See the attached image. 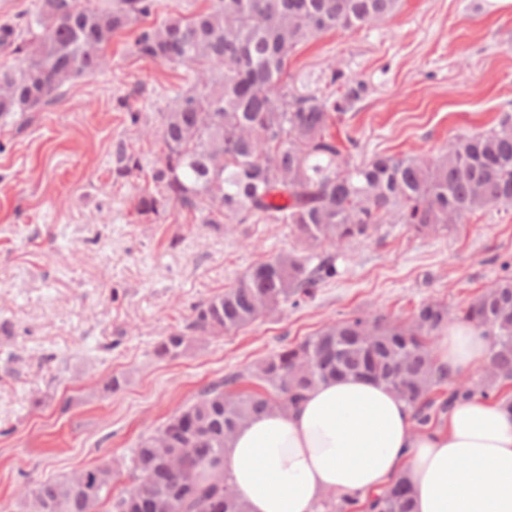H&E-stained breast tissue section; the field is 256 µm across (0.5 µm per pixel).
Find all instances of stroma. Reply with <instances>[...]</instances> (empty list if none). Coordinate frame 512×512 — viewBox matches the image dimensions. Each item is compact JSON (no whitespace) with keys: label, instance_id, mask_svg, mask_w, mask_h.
I'll return each instance as SVG.
<instances>
[{"label":"stroma","instance_id":"1","mask_svg":"<svg viewBox=\"0 0 512 512\" xmlns=\"http://www.w3.org/2000/svg\"><path fill=\"white\" fill-rule=\"evenodd\" d=\"M138 31L115 35L108 67L66 82L42 110L0 118V512H24L25 484L120 463L202 387L330 322L359 312L405 320L424 301L455 308L512 262V207L437 237L387 224L321 246L338 274L299 305L156 357L195 305L301 245L290 225L259 216L213 226L176 207L150 223L136 214L144 182L115 180L112 147L125 140L152 166L153 133L188 77L138 57ZM338 62L367 86L347 115L358 147L346 165L438 157L455 133L512 113V0H401L378 26L299 47L287 80L317 91ZM115 376L121 386L108 390Z\"/></svg>","mask_w":512,"mask_h":512}]
</instances>
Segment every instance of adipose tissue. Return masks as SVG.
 Masks as SVG:
<instances>
[{
	"instance_id": "ef3b65f1",
	"label": "adipose tissue",
	"mask_w": 512,
	"mask_h": 512,
	"mask_svg": "<svg viewBox=\"0 0 512 512\" xmlns=\"http://www.w3.org/2000/svg\"><path fill=\"white\" fill-rule=\"evenodd\" d=\"M487 349L478 331L452 321L437 364L464 375L485 366ZM224 475L248 512H315L324 494L363 498L400 477L413 512H512V410L458 403L420 432L388 387L340 377L241 424L225 442Z\"/></svg>"
}]
</instances>
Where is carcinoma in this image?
Masks as SVG:
<instances>
[{
	"mask_svg": "<svg viewBox=\"0 0 512 512\" xmlns=\"http://www.w3.org/2000/svg\"><path fill=\"white\" fill-rule=\"evenodd\" d=\"M154 0H115L98 9L80 0H42L36 18L0 25V47L17 63L0 66V117L33 112L65 82L105 67L112 36L151 14ZM400 0H216L189 17H171L142 30L134 42L144 59L183 65L187 90L162 113L161 156L149 185L135 199L137 214L157 218L171 207L197 214L203 224L245 223L262 216L290 224L304 252L278 255L252 266L224 293L195 307L183 330L154 348L174 360L192 336L238 331L288 301L298 305L337 274L331 256L313 249L367 239L384 224H405L416 235H439L472 215L512 205V115L479 133H459L444 155L431 160L377 154L344 169L353 137L334 129L366 92L340 67L329 68L324 88L299 92L284 80L288 60L321 33L372 27L393 15ZM117 179L138 178L142 157L115 144ZM505 274L466 306L421 303L407 323L384 316L338 320L199 390L183 406L204 429L183 444L169 417L140 437L128 460L131 487L112 495L121 471L101 465L74 481H44L24 489L30 512H247L224 478V442L250 417L297 405L314 386L355 376L384 384L430 427L458 402L493 399L512 381V275ZM455 318L488 341L489 374L450 380L436 368L437 336ZM167 447L157 446L160 435ZM404 479L362 503L340 497L330 512H412Z\"/></svg>",
	"mask_w": 512,
	"mask_h": 512,
	"instance_id": "1",
	"label": "carcinoma"
}]
</instances>
